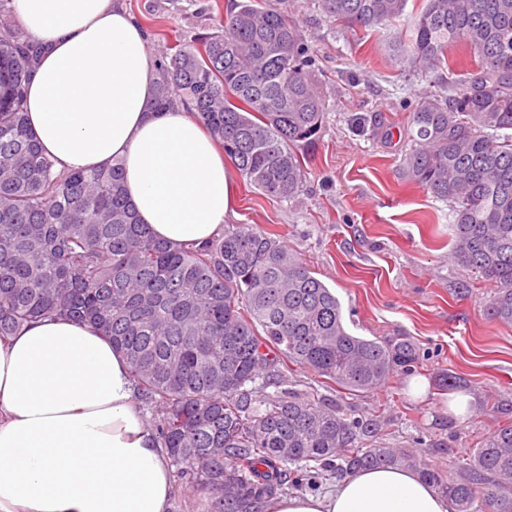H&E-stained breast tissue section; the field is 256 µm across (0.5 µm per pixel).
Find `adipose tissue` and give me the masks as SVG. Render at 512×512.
<instances>
[{
	"label": "adipose tissue",
	"instance_id": "1",
	"mask_svg": "<svg viewBox=\"0 0 512 512\" xmlns=\"http://www.w3.org/2000/svg\"><path fill=\"white\" fill-rule=\"evenodd\" d=\"M43 51L26 80L28 129L60 171L122 160L140 223L174 246L219 236L231 179L186 109H156L143 28L118 0H13ZM165 451L124 355L95 329L42 319L0 341V512H168ZM267 512H455L414 470L349 474Z\"/></svg>",
	"mask_w": 512,
	"mask_h": 512
}]
</instances>
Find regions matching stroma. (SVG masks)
I'll list each match as a JSON object with an SVG mask.
<instances>
[{
	"label": "stroma",
	"mask_w": 512,
	"mask_h": 512,
	"mask_svg": "<svg viewBox=\"0 0 512 512\" xmlns=\"http://www.w3.org/2000/svg\"><path fill=\"white\" fill-rule=\"evenodd\" d=\"M147 32L155 56L175 39L217 30L228 0H122ZM301 27L323 82L329 110L295 198L262 195L233 174L227 226L256 224L280 235L340 301L357 336L409 338L420 360L386 385L356 395L337 393L345 412L378 419L376 443L411 448L450 478L463 476L501 413L512 416V326L488 319L494 289L451 258L450 209L406 182L400 163L411 147L409 115L447 82L464 86L474 65L424 75L396 62L403 21L353 32L331 23L317 0H283ZM464 378L473 401L450 409L440 375ZM425 395L409 391L411 378Z\"/></svg>",
	"instance_id": "obj_1"
}]
</instances>
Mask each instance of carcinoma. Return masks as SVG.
<instances>
[{
    "instance_id": "carcinoma-1",
    "label": "carcinoma",
    "mask_w": 512,
    "mask_h": 512,
    "mask_svg": "<svg viewBox=\"0 0 512 512\" xmlns=\"http://www.w3.org/2000/svg\"><path fill=\"white\" fill-rule=\"evenodd\" d=\"M0 0V340L25 324H87L129 365L169 464L207 495L205 512H267L313 472L340 478L405 466L457 512H512V421L497 423L450 480L422 457L364 448L375 419L281 383V367L313 371L348 392L380 387L418 359L405 338L354 336L336 295L279 238L239 224L200 246L172 247L138 223L120 159L58 172L27 127L25 81L41 54ZM326 17L365 30L394 22L407 0H319ZM476 59L461 89L418 103L402 174L448 203L451 259L495 284L489 319L512 326V0H428L402 54L424 72L448 46ZM156 105H183L241 177L288 200L305 180L327 114L304 34L268 0H232L219 31L178 43L157 62ZM261 384H256V380Z\"/></svg>"
}]
</instances>
